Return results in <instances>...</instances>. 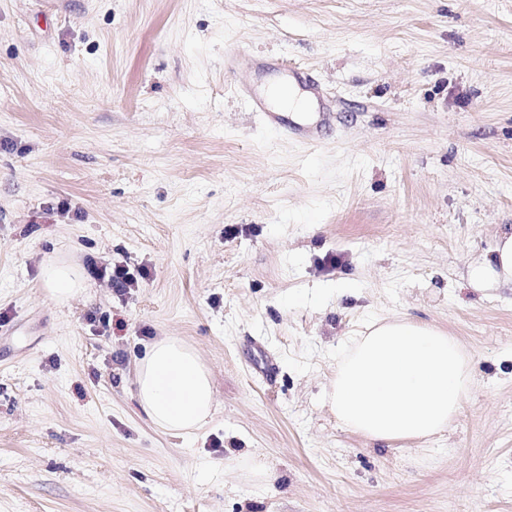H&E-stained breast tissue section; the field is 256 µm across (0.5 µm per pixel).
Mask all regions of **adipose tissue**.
Masks as SVG:
<instances>
[{"instance_id": "obj_1", "label": "adipose tissue", "mask_w": 512, "mask_h": 512, "mask_svg": "<svg viewBox=\"0 0 512 512\" xmlns=\"http://www.w3.org/2000/svg\"><path fill=\"white\" fill-rule=\"evenodd\" d=\"M473 288L512 286V225H501L492 257L471 262ZM44 284L65 303L81 294L80 271L48 263ZM475 384L461 343L439 326L406 316L380 319L353 336L336 361L325 403L346 429L374 442L443 436ZM135 399L159 429L184 436L213 417L212 376L195 350L175 337L157 340L135 373Z\"/></svg>"}]
</instances>
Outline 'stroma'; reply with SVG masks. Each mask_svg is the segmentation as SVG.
<instances>
[{
  "mask_svg": "<svg viewBox=\"0 0 512 512\" xmlns=\"http://www.w3.org/2000/svg\"><path fill=\"white\" fill-rule=\"evenodd\" d=\"M293 65L330 111H251ZM503 224L512 0H0V512H512V288L461 278ZM52 261L137 285L59 303ZM399 315L477 379L426 444L324 403ZM166 336L215 384L187 438L131 398ZM253 451L260 496L223 467ZM91 274L99 278L108 276L112 288H116L117 291L131 288L137 282V279L121 266H115L108 270L106 266L99 268L95 264H91ZM243 467L255 481L254 484L274 490L279 478L276 467L258 453H253L247 460L240 462Z\"/></svg>",
  "mask_w": 512,
  "mask_h": 512,
  "instance_id": "35a3bbf8",
  "label": "stroma"
}]
</instances>
